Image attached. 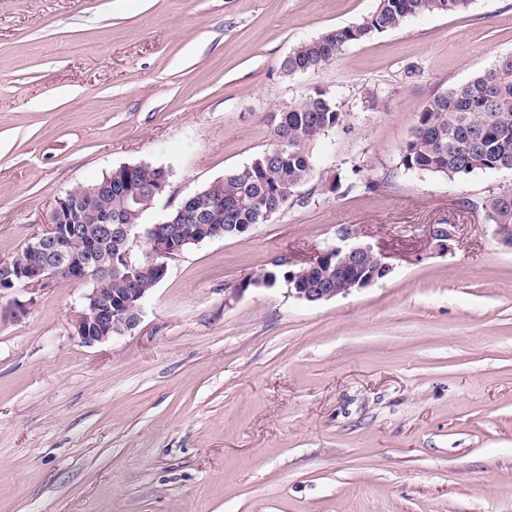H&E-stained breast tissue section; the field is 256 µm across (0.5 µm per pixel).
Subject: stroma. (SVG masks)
Listing matches in <instances>:
<instances>
[{
    "label": "stroma",
    "instance_id": "35a3bbf8",
    "mask_svg": "<svg viewBox=\"0 0 512 512\" xmlns=\"http://www.w3.org/2000/svg\"><path fill=\"white\" fill-rule=\"evenodd\" d=\"M375 6L0 0V263L113 168L171 171L150 224L266 149L270 112L318 87L346 115L314 147L308 203L170 260L133 331L72 335L84 280L0 289V512H512V248L484 211L512 172L398 167L425 100L512 54V0L283 74ZM358 165L387 188L347 191ZM344 226L387 277L318 304L236 292Z\"/></svg>",
    "mask_w": 512,
    "mask_h": 512
}]
</instances>
